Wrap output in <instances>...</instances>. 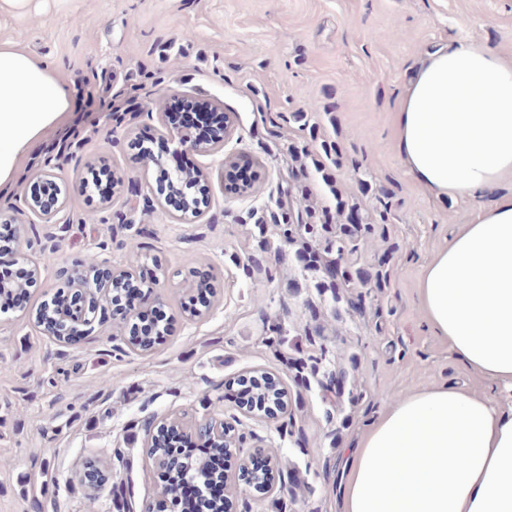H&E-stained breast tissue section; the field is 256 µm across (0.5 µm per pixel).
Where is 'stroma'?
Here are the masks:
<instances>
[{"label":"stroma","mask_w":512,"mask_h":512,"mask_svg":"<svg viewBox=\"0 0 512 512\" xmlns=\"http://www.w3.org/2000/svg\"><path fill=\"white\" fill-rule=\"evenodd\" d=\"M13 39L73 88L72 106L22 151L0 182V218L18 231L20 257L41 258L26 298L37 307L75 263L150 266L172 321L144 355L114 349L131 335L114 320L71 347L40 335L22 312L0 321V512H130L163 485L144 436L164 418L231 421L244 451L271 458L276 488L236 478L226 512H340L336 485L346 450L390 404L473 375L428 327L418 277L473 205L414 184L395 148L391 115L414 69L440 46L474 43L512 56V0H32L0 17ZM138 109L115 121L107 86ZM192 97L231 113L235 130L193 162L209 187L201 222L186 224L156 192L155 172L127 144L160 129L161 102ZM99 123L82 122L84 110ZM309 115V125L293 120ZM339 163L295 177L291 144ZM250 162V190L225 187L227 160ZM109 166V201L79 190L90 168ZM53 171L67 187L63 211L45 223L26 207L30 185ZM332 183H325L324 173ZM357 202L375 219L347 266L361 281L322 292L321 271L256 215L275 200L292 212ZM207 281V313L187 319L188 285ZM276 373L287 408L272 419L238 410L236 381ZM98 458L103 481L83 471Z\"/></svg>","instance_id":"35a3bbf8"}]
</instances>
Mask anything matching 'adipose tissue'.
<instances>
[{
  "label": "adipose tissue",
  "instance_id": "obj_1",
  "mask_svg": "<svg viewBox=\"0 0 512 512\" xmlns=\"http://www.w3.org/2000/svg\"><path fill=\"white\" fill-rule=\"evenodd\" d=\"M71 103L50 67L0 39V181ZM394 122L410 177L475 207L422 270L417 297L497 396L442 384L389 405L348 450L343 512H512V194L498 191L512 178V61L468 43L430 52Z\"/></svg>",
  "mask_w": 512,
  "mask_h": 512
}]
</instances>
